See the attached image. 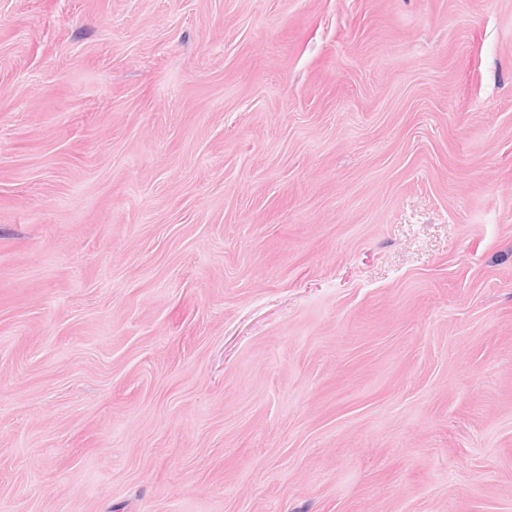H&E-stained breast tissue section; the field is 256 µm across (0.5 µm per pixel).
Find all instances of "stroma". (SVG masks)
Listing matches in <instances>:
<instances>
[{"label": "stroma", "instance_id": "stroma-1", "mask_svg": "<svg viewBox=\"0 0 512 512\" xmlns=\"http://www.w3.org/2000/svg\"><path fill=\"white\" fill-rule=\"evenodd\" d=\"M0 512H512V0H0Z\"/></svg>", "mask_w": 512, "mask_h": 512}]
</instances>
